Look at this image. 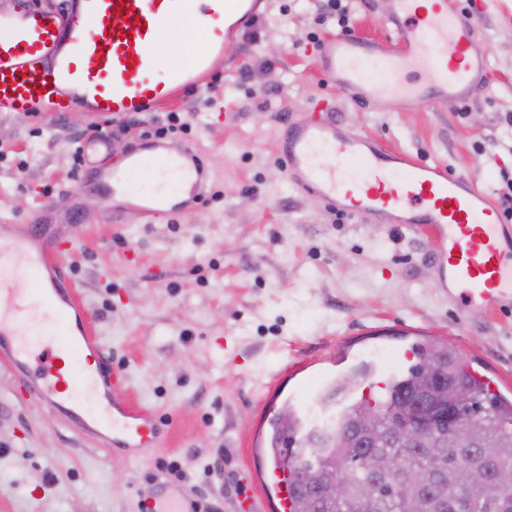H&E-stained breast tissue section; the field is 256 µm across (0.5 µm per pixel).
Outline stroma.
Masks as SVG:
<instances>
[{
    "mask_svg": "<svg viewBox=\"0 0 512 512\" xmlns=\"http://www.w3.org/2000/svg\"><path fill=\"white\" fill-rule=\"evenodd\" d=\"M317 0H262L257 22L227 41L232 71L188 91L165 112L105 120L86 108L53 120L0 112V222L25 224L50 204L52 230L72 242L64 258L78 301L111 365L130 378L127 401L165 421L158 447L136 455L97 439L38 402L0 363V512H137L177 464L180 487L211 512L263 495L245 484L252 448L284 406L302 410V375L266 399L267 375L289 358L336 379L358 372L361 353L391 360L414 329L452 345L512 398V308L473 314L438 282L436 244L423 226L337 214L288 180L275 136L330 102L344 129L388 150L446 164L493 196L512 178V0H495L477 41L489 84L468 101L413 107L327 82L310 38ZM176 113L214 180L186 216L113 223L81 192L73 153L105 133L120 165L151 122Z\"/></svg>",
    "mask_w": 512,
    "mask_h": 512,
    "instance_id": "stroma-1",
    "label": "stroma"
}]
</instances>
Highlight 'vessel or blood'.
Returning a JSON list of instances; mask_svg holds the SVG:
<instances>
[{"label": "vessel or blood", "mask_w": 512, "mask_h": 512, "mask_svg": "<svg viewBox=\"0 0 512 512\" xmlns=\"http://www.w3.org/2000/svg\"><path fill=\"white\" fill-rule=\"evenodd\" d=\"M384 27L395 46L357 32L324 43L318 65L327 80L367 93L431 104L468 100L485 82L488 63L477 47L475 14L452 11L448 0H394ZM260 0H68L65 26L51 11L0 15V112L51 114L83 104L121 119L168 107L182 93L209 84L229 32L245 27ZM180 19L200 30L203 48L189 59L169 56L167 28ZM428 74L410 82V71ZM289 181L334 211L370 215L385 224H422L440 246L441 286L479 311L512 304V225L476 179L446 166L384 149L369 135L345 131L328 115L285 123L277 137ZM123 170L89 165L83 186L105 205L123 199L144 219L190 213L206 196L207 167L199 150L164 137L144 139L124 157ZM68 246L49 225L0 235V361L24 395L50 406L82 431L111 434L117 448L154 447L162 423L121 397L129 377L112 367L88 328L64 272ZM44 310L56 328L34 353L27 321ZM266 498L245 497L242 512H294L283 471H252ZM140 512H196L172 481L159 483Z\"/></svg>", "instance_id": "b4317fda"}]
</instances>
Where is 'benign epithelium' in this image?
<instances>
[{
	"label": "benign epithelium",
	"mask_w": 512,
	"mask_h": 512,
	"mask_svg": "<svg viewBox=\"0 0 512 512\" xmlns=\"http://www.w3.org/2000/svg\"><path fill=\"white\" fill-rule=\"evenodd\" d=\"M422 369L430 387L404 395L396 441L406 448L427 449L429 462L439 470L443 465L433 449L444 446L456 449L454 481L460 496L470 494L475 478L481 475L500 489L505 505L512 504V470L497 465L499 458L512 455V449L500 448L493 455L483 452L480 435L484 423L479 419V413L464 411L461 389L441 368L424 365ZM351 422L358 435L352 457L368 464L378 475H387L397 469L396 459L373 456L369 451L381 426L373 406L367 405L354 413ZM306 483L317 497L330 503L341 501L348 494V485L339 474L326 480L311 475Z\"/></svg>",
	"instance_id": "benign-epithelium-1"
}]
</instances>
